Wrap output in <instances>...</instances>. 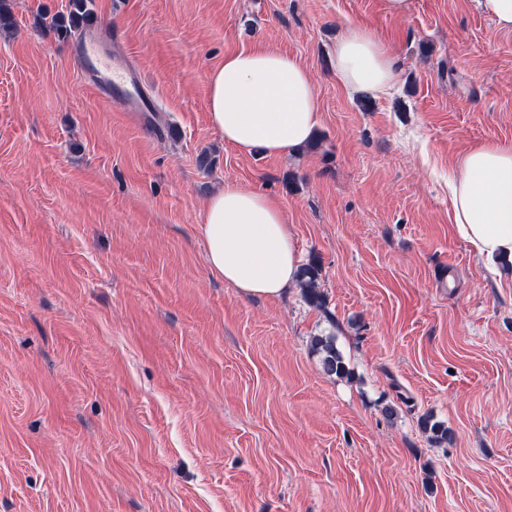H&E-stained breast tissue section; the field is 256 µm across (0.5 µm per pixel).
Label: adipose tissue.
Segmentation results:
<instances>
[{
  "label": "adipose tissue",
  "instance_id": "1",
  "mask_svg": "<svg viewBox=\"0 0 512 512\" xmlns=\"http://www.w3.org/2000/svg\"><path fill=\"white\" fill-rule=\"evenodd\" d=\"M339 84L376 95L391 88L395 60L370 30L346 22L334 49ZM209 111L226 144L240 152L290 155L319 121L314 78L295 56L272 49L229 53L209 77ZM453 223L486 264H512V146L481 143L448 181ZM209 270L247 297L281 296L299 257L281 203L228 183L212 196L200 226Z\"/></svg>",
  "mask_w": 512,
  "mask_h": 512
}]
</instances>
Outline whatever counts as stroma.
I'll return each instance as SVG.
<instances>
[{"label": "stroma", "instance_id": "35a3bbf8", "mask_svg": "<svg viewBox=\"0 0 512 512\" xmlns=\"http://www.w3.org/2000/svg\"><path fill=\"white\" fill-rule=\"evenodd\" d=\"M0 7V512H512V279L448 195L467 149L512 145L511 33L473 0H92L159 96L126 118L51 27L69 0ZM347 20L397 56L385 93L338 84ZM249 46L314 77L296 154L210 121L211 71ZM227 183L282 202L321 304L210 273ZM314 347L322 355V363L325 371L335 374L336 377H344L348 374L343 354L336 347L334 338L316 337Z\"/></svg>", "mask_w": 512, "mask_h": 512}]
</instances>
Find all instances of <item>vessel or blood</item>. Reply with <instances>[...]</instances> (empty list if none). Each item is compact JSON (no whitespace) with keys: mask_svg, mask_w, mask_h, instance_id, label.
<instances>
[{"mask_svg":"<svg viewBox=\"0 0 512 512\" xmlns=\"http://www.w3.org/2000/svg\"><path fill=\"white\" fill-rule=\"evenodd\" d=\"M119 39L117 31L105 28L98 19L87 20L75 44L86 62L84 81L123 114L156 111L154 98L142 93L144 85L134 65L117 51Z\"/></svg>","mask_w":512,"mask_h":512,"instance_id":"b4317fda","label":"vessel or blood"}]
</instances>
